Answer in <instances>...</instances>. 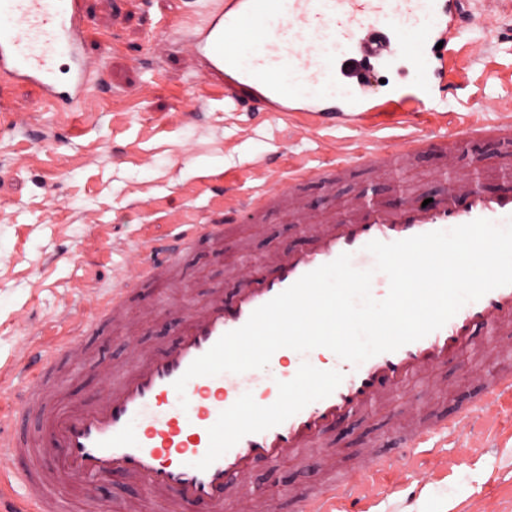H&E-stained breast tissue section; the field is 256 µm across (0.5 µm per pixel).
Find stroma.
Masks as SVG:
<instances>
[{
  "mask_svg": "<svg viewBox=\"0 0 512 512\" xmlns=\"http://www.w3.org/2000/svg\"><path fill=\"white\" fill-rule=\"evenodd\" d=\"M215 0H86L92 30L85 47L97 61L84 106L59 112L34 101L29 88L0 90V109L15 112L16 124L0 127V372L10 373L42 340L68 335L65 316L75 305L105 297L128 270L129 253L143 232L164 237L171 215L198 224H219L211 191H196L203 177L223 173L244 179L254 159L285 170L293 156L311 164L332 159L331 141L350 137L343 127L319 136L289 133L267 115L237 112L198 89L186 49L191 30L202 24ZM477 17L491 13L499 22L487 30L475 25L463 39L485 46V56L471 62L473 88L507 96L498 78L512 66V0H473ZM512 150L489 141L476 155L460 151L442 157L427 151L405 166L357 170L338 182V199L349 200L363 187L383 186L382 200L410 186L431 195L443 192L449 172L478 170L486 192L504 187V167ZM157 200L161 211L149 214ZM298 225L280 223L268 213L263 223L235 225L224 242L202 241L180 260L174 281L187 300L207 296L214 286L225 293L238 288L226 267L237 259L258 268L268 254L304 245ZM131 304L142 326L132 336L101 321L88 329L86 366L65 369L64 397L86 403L100 391L95 371L100 358L120 365L136 352L171 340L176 326L158 289L137 282ZM469 357L441 368L434 388L444 412L461 399L483 392L471 378ZM423 384L411 380L386 406L344 419L329 430L341 448L340 465L348 466L365 443L391 453L397 438L393 413L408 405L424 407ZM494 447L475 452L445 448L448 465L423 486L414 502L382 498L371 512H462L483 501L489 512H512V408L497 421ZM328 461L310 452L302 462L289 459L260 466L252 483L276 503L275 512H295L293 489L319 484Z\"/></svg>",
  "mask_w": 512,
  "mask_h": 512,
  "instance_id": "obj_1",
  "label": "stroma"
}]
</instances>
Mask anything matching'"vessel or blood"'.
Listing matches in <instances>:
<instances>
[{
  "instance_id": "obj_1",
  "label": "vessel or blood",
  "mask_w": 512,
  "mask_h": 512,
  "mask_svg": "<svg viewBox=\"0 0 512 512\" xmlns=\"http://www.w3.org/2000/svg\"><path fill=\"white\" fill-rule=\"evenodd\" d=\"M468 0H222L191 39L200 62L198 84L219 89L238 105L269 112L288 128L316 135L330 126L364 128L370 116L386 115L401 127L395 137L361 138L355 147L336 146L324 166L289 164L276 174L265 160L253 163L251 179L277 177L281 188L243 192L224 184L216 204L220 224L176 219L167 241L142 236L143 276L165 286L172 268L201 239L223 241L226 227L263 223L269 210L283 223L305 227L303 247L273 253L264 269L225 295L215 288L201 302L175 306L181 330L155 352L137 357L131 368L103 365L105 389L93 404L63 401L49 375L60 362L81 364L80 340L58 349H31L24 366L12 371L21 393L0 404V458L27 460L26 470L0 475V501L8 512H65L59 486L92 487L120 478L143 486L157 512H275L255 495L252 476L264 463L320 447L329 427L373 405L389 401L411 379L426 378L462 355L483 352L477 327L494 329L496 350L512 347V285L466 303L439 330L381 353L361 364L341 358L325 362L322 349L299 357L288 369L289 349L277 350L267 368L241 374L192 378L184 393L175 381L225 333L303 275L348 253L356 269H373L365 246L448 230L478 218L505 225L512 217V190L485 193L470 177H456L446 193L425 202L413 194L403 206L354 201L340 210H307L299 189L313 181L331 189L365 166L401 165L435 148L455 153L462 141L512 143V102L474 100L471 118L449 126V95L465 90L459 47L471 22ZM90 34L85 0H0V81L28 84L37 99L64 112L79 109L95 63L85 54ZM407 58L408 86L377 95L369 90L371 59ZM348 91L335 97L337 81ZM436 119L439 133L427 135L422 117ZM130 288L113 289L93 310L71 309L69 319L89 327L100 318L131 328ZM480 399L452 414L414 409L395 415L392 428L403 455L417 456L436 436L462 439L496 421L512 405V368L484 379ZM390 465L371 447L358 449L352 467L324 486L301 488L297 512H369L379 478Z\"/></svg>"
}]
</instances>
